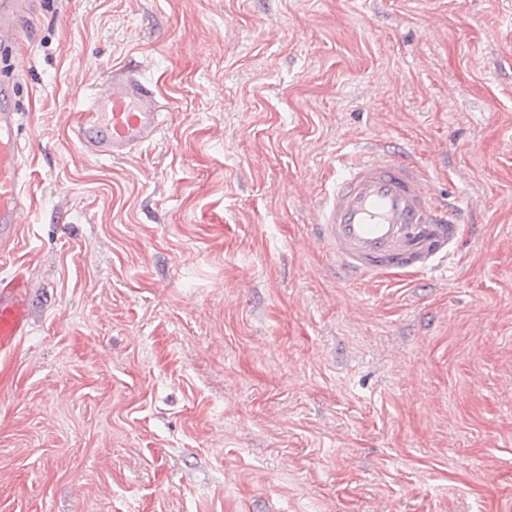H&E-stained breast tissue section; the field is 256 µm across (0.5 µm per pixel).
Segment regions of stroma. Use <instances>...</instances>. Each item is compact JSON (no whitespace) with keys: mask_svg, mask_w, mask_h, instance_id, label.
<instances>
[{"mask_svg":"<svg viewBox=\"0 0 512 512\" xmlns=\"http://www.w3.org/2000/svg\"><path fill=\"white\" fill-rule=\"evenodd\" d=\"M138 65L162 135L70 139ZM0 280V512H512V0H32ZM359 146L465 213L449 278L336 281L313 226ZM24 283L0 290V355H10L17 341L27 334L29 304Z\"/></svg>","mask_w":512,"mask_h":512,"instance_id":"obj_1","label":"stroma"}]
</instances>
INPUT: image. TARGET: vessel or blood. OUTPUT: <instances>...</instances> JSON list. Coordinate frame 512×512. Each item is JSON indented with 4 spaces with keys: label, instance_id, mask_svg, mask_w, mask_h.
Listing matches in <instances>:
<instances>
[{
    "label": "vessel or blood",
    "instance_id": "b4317fda",
    "mask_svg": "<svg viewBox=\"0 0 512 512\" xmlns=\"http://www.w3.org/2000/svg\"><path fill=\"white\" fill-rule=\"evenodd\" d=\"M28 0H0V43L21 38L18 18ZM107 87L88 94L70 129L92 156L124 158L160 135L166 114L155 88L134 65L108 72ZM19 114L0 107V263H7L27 208L22 190ZM460 212L439 199L408 153L354 151L320 199L315 238L338 280L377 285L392 276L455 274ZM29 326L26 290H0V355L11 354Z\"/></svg>",
    "mask_w": 512,
    "mask_h": 512
}]
</instances>
